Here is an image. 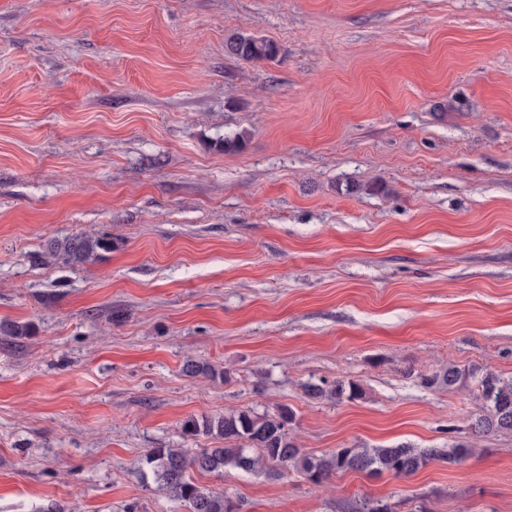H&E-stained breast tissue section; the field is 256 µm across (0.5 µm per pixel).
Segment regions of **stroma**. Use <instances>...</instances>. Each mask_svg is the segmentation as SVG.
<instances>
[{"instance_id": "obj_1", "label": "stroma", "mask_w": 512, "mask_h": 512, "mask_svg": "<svg viewBox=\"0 0 512 512\" xmlns=\"http://www.w3.org/2000/svg\"><path fill=\"white\" fill-rule=\"evenodd\" d=\"M75 235L112 248L48 256ZM1 321L33 334L0 336V512H189L146 450L283 407L307 452L474 453L190 478L238 512H512V432L423 382L512 377V0H0ZM339 380L361 397L304 394ZM226 53L244 61L272 60L277 56L276 44L264 37L236 34L225 42ZM112 241L106 237L71 236L48 243V254L68 266L80 267L97 257L100 250H108ZM475 374L470 370L461 369L456 365H448L439 372H435L429 378H424L427 385H435L439 387H448L452 389L456 386H460L466 379L474 378Z\"/></svg>"}]
</instances>
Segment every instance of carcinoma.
Here are the masks:
<instances>
[{
    "label": "carcinoma",
    "mask_w": 512,
    "mask_h": 512,
    "mask_svg": "<svg viewBox=\"0 0 512 512\" xmlns=\"http://www.w3.org/2000/svg\"><path fill=\"white\" fill-rule=\"evenodd\" d=\"M226 53L244 61L272 60L277 56L276 44L264 37L236 34L225 42ZM112 247L106 237L71 236L48 243V254L64 264L80 267L97 257L101 250ZM27 324L0 322V335L13 340L30 336ZM182 372L189 377L215 378L219 372L209 363L192 358L185 360ZM475 374L456 365L434 373L426 384L450 389ZM305 393L312 399L327 396L355 398L362 395L360 386L339 380L331 387L309 383ZM478 399L485 410L474 423L478 434L512 431V378L502 379L491 373L478 382ZM293 420L289 410L259 415L239 411L189 420L188 433L204 434L224 441V445L188 453L181 448H152L144 455V465L158 488L183 501L190 512H236L237 505L220 492L203 488L187 477L196 469L206 473H222L227 466L245 474H271L274 468H293L311 484L321 487L332 476L348 471L387 472L405 477L418 472L434 460L460 463L471 453V446L457 444L443 448H412L406 445L384 448H337L327 455L306 454L297 448L288 424Z\"/></svg>",
    "instance_id": "cac0c4a2"
}]
</instances>
